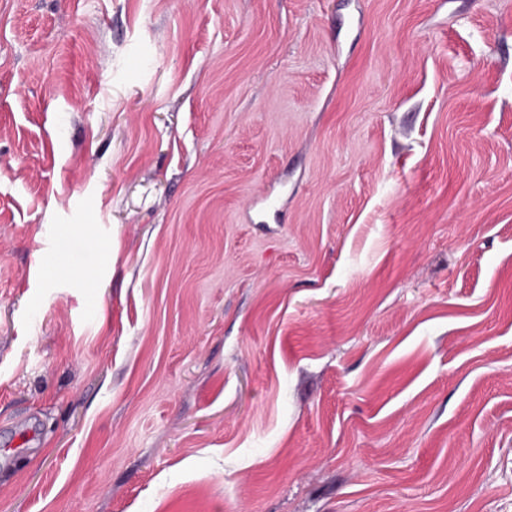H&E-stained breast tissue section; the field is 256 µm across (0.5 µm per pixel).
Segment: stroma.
<instances>
[{"label": "stroma", "instance_id": "stroma-1", "mask_svg": "<svg viewBox=\"0 0 512 512\" xmlns=\"http://www.w3.org/2000/svg\"><path fill=\"white\" fill-rule=\"evenodd\" d=\"M0 512H512V0H0Z\"/></svg>", "mask_w": 512, "mask_h": 512}]
</instances>
